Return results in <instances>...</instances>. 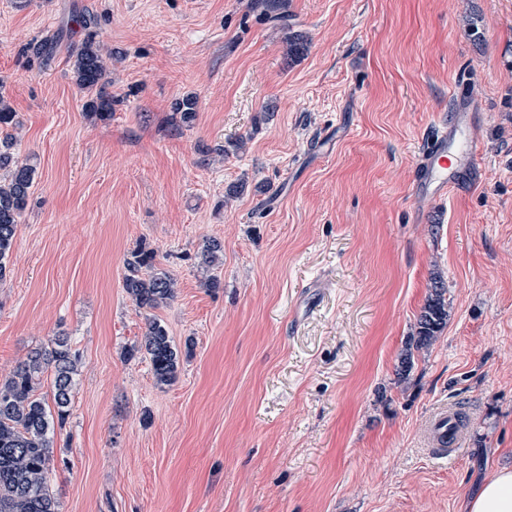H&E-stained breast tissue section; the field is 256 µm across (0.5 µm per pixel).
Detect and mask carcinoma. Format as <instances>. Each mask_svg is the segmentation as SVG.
<instances>
[{"label": "carcinoma", "instance_id": "obj_1", "mask_svg": "<svg viewBox=\"0 0 512 512\" xmlns=\"http://www.w3.org/2000/svg\"><path fill=\"white\" fill-rule=\"evenodd\" d=\"M251 8L262 18L287 17L286 0H251ZM73 77L87 92L86 111L100 120L112 116V96L104 90L106 62L92 32L84 35L73 62ZM197 98L188 95L176 103L178 127H189L197 116ZM16 124L10 99L0 92V281L7 276L17 224L31 199L36 167L14 156L15 139L6 129ZM224 243L212 238L198 254L204 271L223 262ZM123 288L133 304L145 313V331L135 351L151 364L154 378L162 385L176 381L180 355L169 333L153 311L176 295L175 279L156 268L155 254L144 248L125 259ZM443 282L433 281L432 291L418 315L415 332L408 338L398 374L407 376L415 353L428 349L439 338L448 321V301ZM53 374L52 400L48 406L37 394L41 377ZM78 358L65 336L32 350L9 377L0 380V512H57V501L47 485L53 462L55 427H64L70 416Z\"/></svg>", "mask_w": 512, "mask_h": 512}]
</instances>
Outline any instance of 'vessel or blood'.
Returning a JSON list of instances; mask_svg holds the SVG:
<instances>
[{"instance_id":"obj_1","label":"vessel or blood","mask_w":512,"mask_h":512,"mask_svg":"<svg viewBox=\"0 0 512 512\" xmlns=\"http://www.w3.org/2000/svg\"><path fill=\"white\" fill-rule=\"evenodd\" d=\"M482 145L466 118L462 97H455L447 125L428 143L416 166L415 187L419 194L434 199L456 188L458 169L475 165ZM464 422L450 406L437 408L430 416L427 435L430 455L442 458L458 449L464 440Z\"/></svg>"}]
</instances>
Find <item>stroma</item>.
<instances>
[{
	"label": "stroma",
	"instance_id": "stroma-1",
	"mask_svg": "<svg viewBox=\"0 0 512 512\" xmlns=\"http://www.w3.org/2000/svg\"><path fill=\"white\" fill-rule=\"evenodd\" d=\"M248 3L0 0V90L36 167L0 378L60 333L79 358L58 512H465L512 466V0H288L284 24ZM80 16L112 56L105 121L73 79ZM41 43L48 59L23 55ZM459 88L482 169L433 200L415 166ZM188 95L197 117L174 130ZM141 244L177 282L157 311L181 352L170 385L132 352ZM436 276L448 324L403 380ZM443 403L470 424L434 460ZM224 243L216 238L208 239L204 242L200 253L198 254L199 266L204 271L219 266L223 262Z\"/></svg>",
	"mask_w": 512,
	"mask_h": 512
}]
</instances>
